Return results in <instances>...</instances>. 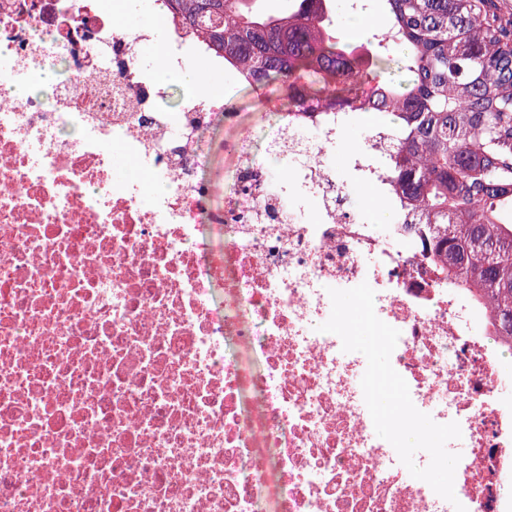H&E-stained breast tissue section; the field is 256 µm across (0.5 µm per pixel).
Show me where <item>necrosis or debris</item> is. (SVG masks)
<instances>
[{
  "mask_svg": "<svg viewBox=\"0 0 512 512\" xmlns=\"http://www.w3.org/2000/svg\"><path fill=\"white\" fill-rule=\"evenodd\" d=\"M122 14L0 0V512H512L488 307L449 289L417 229L352 201L362 179L391 193L379 134L338 174L343 117L284 121L270 159L242 136L235 169L207 176L203 136L235 123L229 100L163 111L136 63L152 32ZM191 59L224 65L169 24L168 67ZM50 70V95L13 96ZM364 282L414 406L460 426L455 502L377 436L365 356L319 329L328 288Z\"/></svg>",
  "mask_w": 512,
  "mask_h": 512,
  "instance_id": "necrosis-or-debris-1",
  "label": "necrosis or debris"
}]
</instances>
